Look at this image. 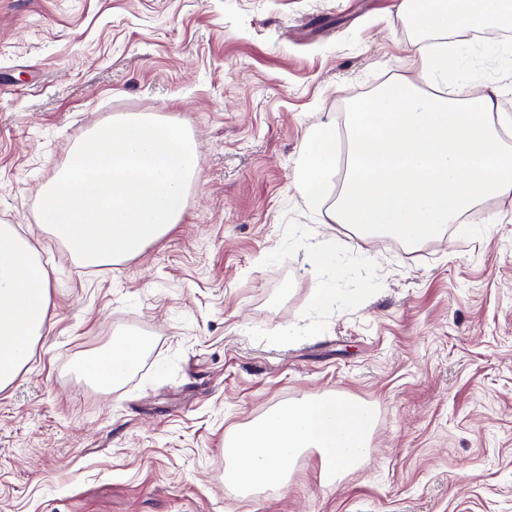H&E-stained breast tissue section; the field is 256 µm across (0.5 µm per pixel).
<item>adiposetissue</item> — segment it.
<instances>
[{
  "instance_id": "adipose-tissue-1",
  "label": "adipose tissue",
  "mask_w": 512,
  "mask_h": 512,
  "mask_svg": "<svg viewBox=\"0 0 512 512\" xmlns=\"http://www.w3.org/2000/svg\"><path fill=\"white\" fill-rule=\"evenodd\" d=\"M399 17L416 22L425 33H444L454 27L492 28L512 18V0H399ZM411 52L425 82L447 80L462 67L458 56L431 53L413 43ZM308 153L292 174V182L311 209H320L325 196L324 176L336 161V132L330 125L313 127ZM54 273L35 247L9 224L0 225V389L8 386L28 363L42 336ZM139 344L127 338L91 361L87 374L100 385L122 379L135 365Z\"/></svg>"
}]
</instances>
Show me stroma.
I'll use <instances>...</instances> for the list:
<instances>
[{"label": "stroma", "instance_id": "35a3bbf8", "mask_svg": "<svg viewBox=\"0 0 512 512\" xmlns=\"http://www.w3.org/2000/svg\"><path fill=\"white\" fill-rule=\"evenodd\" d=\"M396 0H0V225L53 265L46 327L0 389V512H512V197L410 247L326 224L291 176L311 127L348 149L346 106L423 83ZM449 48L501 91L512 37ZM122 113L185 125L200 176L184 221L139 256L72 260L40 191ZM336 242L329 281L309 253ZM140 358L100 387L113 342ZM338 392L372 405L368 460L335 483L315 452L243 494L224 439ZM336 244L335 240H327L321 247L312 252L309 257V263L317 271L327 270L332 273V281L327 284V288H319L316 294V304H328L336 295V288H331L334 281L339 276L336 271ZM139 344L133 338L113 342L112 349L102 357L91 361L86 373L102 386L122 379L135 365Z\"/></svg>", "mask_w": 512, "mask_h": 512}]
</instances>
